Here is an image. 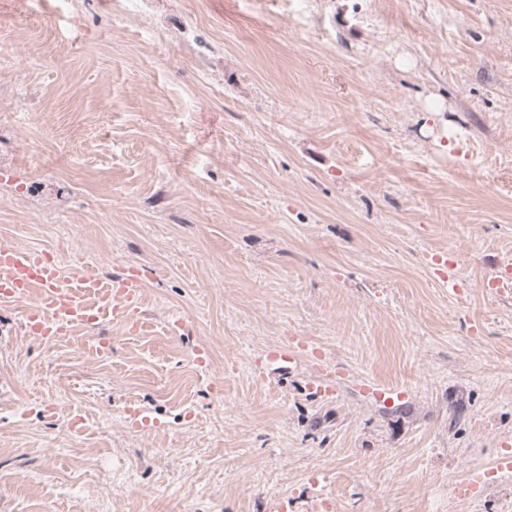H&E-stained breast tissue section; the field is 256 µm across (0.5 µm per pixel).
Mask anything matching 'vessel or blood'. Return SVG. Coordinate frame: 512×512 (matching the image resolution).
<instances>
[{
  "mask_svg": "<svg viewBox=\"0 0 512 512\" xmlns=\"http://www.w3.org/2000/svg\"><path fill=\"white\" fill-rule=\"evenodd\" d=\"M143 293L138 276L106 278L87 267L67 278L39 251L0 241V302L30 300L26 328L39 337L53 340L91 322L140 327Z\"/></svg>",
  "mask_w": 512,
  "mask_h": 512,
  "instance_id": "vessel-or-blood-1",
  "label": "vessel or blood"
}]
</instances>
